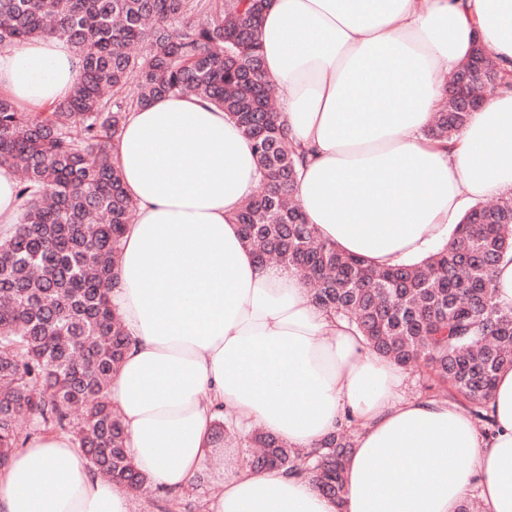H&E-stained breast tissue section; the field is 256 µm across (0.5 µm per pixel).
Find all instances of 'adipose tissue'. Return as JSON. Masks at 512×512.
Wrapping results in <instances>:
<instances>
[{
  "label": "adipose tissue",
  "instance_id": "ef3b65f1",
  "mask_svg": "<svg viewBox=\"0 0 512 512\" xmlns=\"http://www.w3.org/2000/svg\"><path fill=\"white\" fill-rule=\"evenodd\" d=\"M259 39L288 141L310 152L297 202L338 250L416 263L472 206L512 196V87L448 143L426 136L475 44L512 72V0H270ZM80 76L58 37L0 51V90L22 108L65 99ZM112 160L135 215L110 293L129 346L109 397L150 488L184 490L223 458L220 416L304 451L353 421L342 505L309 479L229 467L209 512H458L473 491L512 512V369L488 404L492 437L452 403L406 396L401 367L245 244L233 215L260 175L223 110L154 98L129 112ZM0 512H130V498L47 433L0 468Z\"/></svg>",
  "mask_w": 512,
  "mask_h": 512
}]
</instances>
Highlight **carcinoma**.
<instances>
[{"mask_svg":"<svg viewBox=\"0 0 512 512\" xmlns=\"http://www.w3.org/2000/svg\"><path fill=\"white\" fill-rule=\"evenodd\" d=\"M265 0H0V50L43 35L66 39L82 76L49 112H24L0 95V164L20 166L23 217L0 236V467L28 436L70 434L92 467L132 495L147 478L126 448L109 384L128 345L112 310L114 266L135 205L112 162V147L133 109L167 94H192L224 110L254 143L261 173L235 215L257 259L304 279L313 301L346 318L368 345L398 366L431 367L428 386L486 413L498 374L512 368V309L495 301L493 271L512 251V197L478 204L448 244L419 263L374 269L321 240L294 201L296 166L269 104L259 44ZM495 69L483 90L509 73ZM132 83V95L118 90ZM469 113L445 106L426 136L445 141ZM258 447L247 467L309 477L334 503L345 495L353 448L345 429L304 454L262 431L215 422L224 437Z\"/></svg>","mask_w":512,"mask_h":512,"instance_id":"obj_1","label":"carcinoma"}]
</instances>
